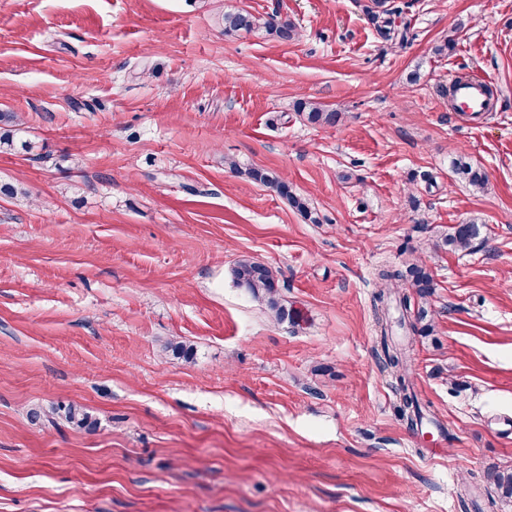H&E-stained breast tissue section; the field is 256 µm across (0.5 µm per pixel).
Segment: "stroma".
Listing matches in <instances>:
<instances>
[{
  "label": "stroma",
  "mask_w": 512,
  "mask_h": 512,
  "mask_svg": "<svg viewBox=\"0 0 512 512\" xmlns=\"http://www.w3.org/2000/svg\"><path fill=\"white\" fill-rule=\"evenodd\" d=\"M367 2L0 0V112L32 146L0 152V512H491L487 473L512 471V0H389L401 44ZM238 10L298 35L225 32ZM464 74L494 111L451 110ZM472 219V249L443 248ZM412 252L435 283L432 332L393 334L415 430L375 301ZM242 258L300 325L236 285ZM69 405L95 429L29 418ZM385 3V0H373L374 7H368L366 11L381 37L385 40H392L395 37L396 29L392 26L393 22L389 16L394 11L391 8H384ZM298 111L305 112L306 120L311 124H336L341 118V112L328 111L323 106L312 102H299ZM250 175L254 180L264 185L276 188L277 191L288 198L289 202L296 210L303 213L307 217H310V211L307 202L302 198L292 194L288 188L287 183L281 180L279 177L258 170L252 171ZM377 326L380 329L381 345L384 354L386 367L391 370L392 376L397 382V388L401 394L404 413L407 414V422L411 428L422 424L423 411L421 404L416 393L413 390V385L409 377L408 369V356L405 348L391 347L388 343L390 324L388 309H384L381 314H378Z\"/></svg>",
  "instance_id": "obj_1"
}]
</instances>
